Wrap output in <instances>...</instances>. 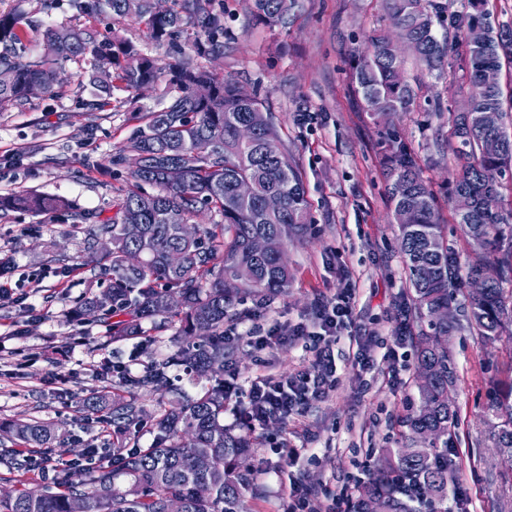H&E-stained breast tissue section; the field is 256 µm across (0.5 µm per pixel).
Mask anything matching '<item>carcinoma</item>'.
<instances>
[{
  "instance_id": "1",
  "label": "carcinoma",
  "mask_w": 512,
  "mask_h": 512,
  "mask_svg": "<svg viewBox=\"0 0 512 512\" xmlns=\"http://www.w3.org/2000/svg\"><path fill=\"white\" fill-rule=\"evenodd\" d=\"M70 2L83 14L107 13L114 20L134 15L158 43L178 38L190 25L191 47L199 56L218 54L224 46V16L214 0H168L162 15L155 13L153 0H136L133 13L128 0ZM384 2L392 25L407 32L417 61L429 72L443 69L454 39L466 37L472 25H492L485 0H468V9L454 21L452 38L438 32L448 12L441 0ZM287 10V0H253L255 15L269 23L280 21ZM39 30L41 40L32 49L28 34ZM57 31L18 10L0 12V109L28 101L35 84L45 94H55L59 71L71 61L90 65L87 81L79 85L91 88L101 110L112 107L117 91L161 89L159 106L143 111L128 144L112 157L113 165L128 170L132 183L115 214L88 232V264L95 278L109 281V288L87 299L85 308L109 320L120 302L142 318L159 320L160 327L175 328L181 344L175 354L151 360L130 380L132 397L107 390L88 397L89 408L112 427L108 462L67 476L55 491L22 483L0 496V512H72L76 500L83 503L84 512H167L172 499L181 503L182 512H246V494L257 491L258 471L241 466L253 448L248 427L224 424V322L240 289L267 299L288 288L292 273L281 254L308 224L299 172L279 148L272 118L261 112L257 98H239L235 80L184 56L159 65L128 41L117 36L102 39L91 27H66L63 39ZM494 31L498 39L489 52L467 47L465 73L473 87L474 111L493 110L505 117L512 94L504 97L501 71L503 64H512V22H502ZM353 77L370 115L397 117L410 111L414 90L404 77L403 58L390 32L371 38V51L358 58ZM450 122L456 139L453 194L468 191L473 196L471 210L457 214L470 246L463 275L448 245L433 190L413 153L396 138L387 143L391 223L397 226L410 283L406 316L413 321L408 333L414 347V380L428 374L432 382L425 390L417 389L418 399L406 404L400 420L410 447L382 449L378 476L360 488L355 512H366L371 499L382 512H448V498L456 495L458 462L451 444L458 422L455 407L448 405V381L456 377H448L454 361L441 340L461 329V323L436 322L432 315L455 303L463 278L489 266L500 271L483 294L469 298L466 320L485 343L512 336V208L504 209L501 193L504 184H512V142L458 112L451 114ZM246 126L253 128L249 140L241 137ZM172 164L180 169L176 181L167 175ZM241 181L253 186L246 200L235 194ZM144 184L156 192L142 191ZM270 194L281 198L280 211L266 210ZM13 210L75 212L57 195L0 194V212ZM204 210L220 220L195 239L182 238L181 225L192 223ZM101 237L111 239L107 252L96 247ZM256 237L268 242L262 254L249 248ZM172 250L184 254L177 268L167 262ZM132 252L143 254L135 267L127 263ZM174 293L182 298L175 307L168 303ZM200 324L208 326L207 335L197 334ZM175 365L185 367L200 391L167 402L149 447L131 444L145 420L133 394L166 390L168 371ZM485 414L501 421L493 433L504 461L499 478L512 489V373L493 388ZM12 432L29 448H52L56 440L39 422L15 423ZM187 455L200 457L201 466L184 469ZM407 478L417 487L413 496L403 494Z\"/></svg>"
}]
</instances>
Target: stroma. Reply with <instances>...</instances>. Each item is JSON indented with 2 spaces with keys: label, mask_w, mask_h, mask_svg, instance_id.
Here are the masks:
<instances>
[{
  "label": "stroma",
  "mask_w": 512,
  "mask_h": 512,
  "mask_svg": "<svg viewBox=\"0 0 512 512\" xmlns=\"http://www.w3.org/2000/svg\"><path fill=\"white\" fill-rule=\"evenodd\" d=\"M281 24L267 26L252 14V0H215L224 15L223 53L198 58V65L235 79L271 114L278 145L301 175L310 224L303 238L289 243L286 258L293 277L288 288L260 302L244 296L236 303V334L226 346V363L240 384L257 374L289 378L310 366L307 337L259 351L252 334L273 325H312L321 302L345 289L356 292L351 330L368 339L375 362L360 369L356 345L337 341L336 385L302 415L271 417L256 427L253 462L261 474L248 512H288L290 481L306 484L323 502L343 488L367 482L379 449L401 448L400 418L414 386L412 347L401 372L402 388L388 378L384 354L403 320L409 288L385 193V142L401 138L436 193L448 243L466 258L467 243L455 220L448 168L453 161L450 113L472 95L463 78L466 45L457 42L442 73L418 67L405 53L404 71L416 84L410 112L385 124L365 112L351 80L356 54L370 35L389 29L382 0H288ZM55 25L95 27L118 35L145 54L166 61L186 48L187 36L172 42L148 39L143 22L83 16L59 0ZM81 66L67 63L57 95H37L0 111V193L25 188L67 197L92 221L110 218L129 184L127 170L110 159L128 142L139 110L155 106L154 90L120 92L110 110H93V97L80 89ZM97 160L94 168L85 159ZM86 225L69 214L0 213V258L11 260V281L21 299L0 301V489L17 480L40 488L62 478L61 471L20 473L11 461L27 450L8 433L9 424L32 419L52 424L66 458L84 457L88 448L112 452V434L99 430L86 400L91 391L118 384L120 374L100 378L96 364L108 361L139 372L150 359L173 354L169 330L141 321V335L116 341L108 323L81 316L89 293L106 289L87 266ZM456 365L458 426L454 446L459 461L450 506L462 512H490L499 493L501 459L483 442L482 410L494 379L512 366V338L485 343L469 332L448 339ZM294 452L287 464L281 446Z\"/></svg>",
  "instance_id": "1"
}]
</instances>
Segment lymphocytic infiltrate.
I'll return each mask as SVG.
<instances>
[{"mask_svg":"<svg viewBox=\"0 0 512 512\" xmlns=\"http://www.w3.org/2000/svg\"><path fill=\"white\" fill-rule=\"evenodd\" d=\"M353 300L354 292L349 289L337 299L323 303L314 328L297 325L285 331L273 326L256 335L253 345L260 350L284 344L290 335L309 337L313 361L311 368L287 380L260 375L246 386L226 383V397H246L249 411L244 421L248 426H256L262 419L272 415L285 419L293 417L301 413L311 401L328 393L336 381L333 344L351 324Z\"/></svg>","mask_w":512,"mask_h":512,"instance_id":"obj_1","label":"lymphocytic infiltrate"}]
</instances>
